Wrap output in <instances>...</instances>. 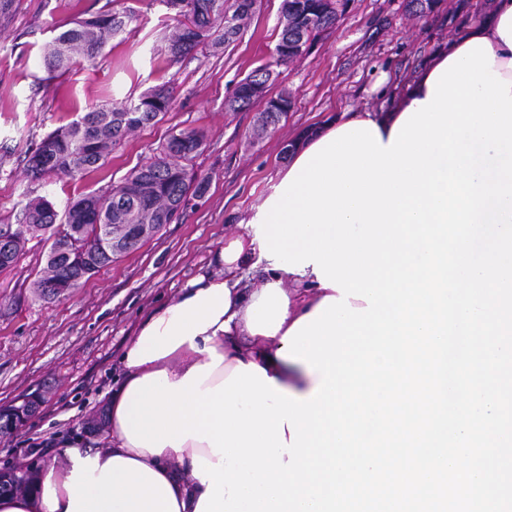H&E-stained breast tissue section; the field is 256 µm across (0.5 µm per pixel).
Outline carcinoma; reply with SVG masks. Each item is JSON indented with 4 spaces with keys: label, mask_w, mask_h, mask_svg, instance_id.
Wrapping results in <instances>:
<instances>
[{
    "label": "carcinoma",
    "mask_w": 512,
    "mask_h": 512,
    "mask_svg": "<svg viewBox=\"0 0 512 512\" xmlns=\"http://www.w3.org/2000/svg\"><path fill=\"white\" fill-rule=\"evenodd\" d=\"M174 12L175 30L167 39L171 59L179 60L202 48L221 49L236 41L245 20L254 12L256 0H159ZM330 0H287L288 14L278 22V41L297 44L310 35L336 26V10L328 9ZM134 12L106 11L56 28L48 43L44 63L50 72L66 71L81 59L95 65L109 38L124 32ZM302 56V52L284 54L274 50L270 59L252 70L233 95L237 111L252 105L253 83L265 73ZM173 94L162 85L144 91L136 100L88 108L78 119L55 129L41 139L27 159V175L40 181L49 175L81 178L106 164L112 148L121 144L136 128L162 121L172 108ZM288 90L271 98L270 128L280 122V112L291 107ZM205 147L204 134L196 129L170 130L160 152L150 162L131 171L118 188L89 192L70 202L64 213L45 197L28 200L22 208L19 224L0 225V257L13 238L27 235L48 245L45 264H54L63 279H90L92 274L112 265L136 246L112 252L103 245L97 224H135L149 220L166 225L194 200L204 198L208 181L189 163Z\"/></svg>",
    "instance_id": "obj_1"
}]
</instances>
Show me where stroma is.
Masks as SVG:
<instances>
[{"mask_svg":"<svg viewBox=\"0 0 512 512\" xmlns=\"http://www.w3.org/2000/svg\"><path fill=\"white\" fill-rule=\"evenodd\" d=\"M134 6L136 16L108 40L96 65L77 63L48 72L43 50L54 27L99 10ZM496 0H439L424 17L406 13L404 0H349L336 28L321 33L309 52L279 67L272 92L288 89L294 106L262 140L251 137L256 111L228 112L237 83L265 63L278 40L281 0H261L240 38L221 51L174 61L163 36L174 25L159 0H14L0 17V225L16 223L28 199L43 196L57 210L79 195L119 184L154 157L173 127L206 136L195 158L209 188L138 250L52 302L32 283L44 264L35 245L0 272V407L32 394L41 403L14 434L0 438V462L41 473L69 435L96 446L86 419L107 406L120 381L116 369L137 325L176 298L208 270L227 235L255 212L284 165V143L344 112L387 106L391 95L439 48L490 13ZM387 76L386 92L375 83ZM168 84L173 108L156 125L131 132L99 171L74 180L31 181L25 160L40 140L89 107ZM31 449L20 457L19 449Z\"/></svg>","mask_w":512,"mask_h":512,"instance_id":"stroma-1","label":"stroma"}]
</instances>
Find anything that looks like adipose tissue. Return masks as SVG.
<instances>
[{
    "mask_svg": "<svg viewBox=\"0 0 512 512\" xmlns=\"http://www.w3.org/2000/svg\"><path fill=\"white\" fill-rule=\"evenodd\" d=\"M476 38L491 44L495 71L512 80V0H498L491 13L432 56L395 107L336 116L324 128L301 137L290 163L350 122H372L382 142H389L403 112L413 101L427 98L433 70ZM257 269L263 272L262 284L249 287L247 280ZM334 294L312 268L290 273L261 258L255 232L226 238L215 270L189 281L175 300L149 314L130 337L121 358L123 381L109 397V427L102 447H86L78 439L64 442L35 490L0 497V512H195L207 487L192 475L193 458L210 457V448L192 438L180 449L167 447L157 454L131 444L118 410L130 398L132 382L161 371L176 384L192 368L212 366L218 355L222 362L212 367L205 387H215L234 368L252 364L263 368L279 388L308 397L318 374L281 357L279 351L294 323Z\"/></svg>",
    "mask_w": 512,
    "mask_h": 512,
    "instance_id": "ef3b65f1",
    "label": "adipose tissue"
}]
</instances>
